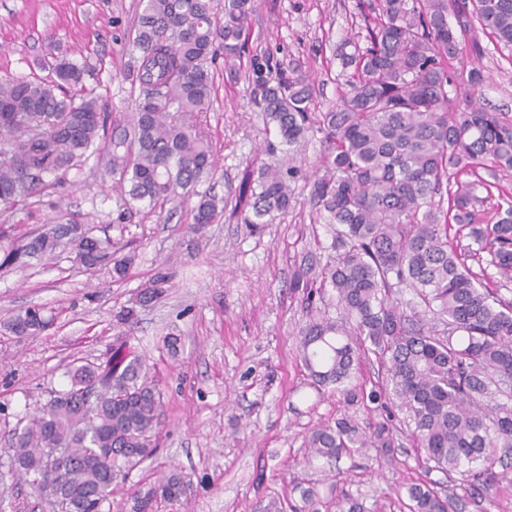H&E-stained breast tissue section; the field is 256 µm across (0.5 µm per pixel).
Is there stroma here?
<instances>
[{"mask_svg": "<svg viewBox=\"0 0 512 512\" xmlns=\"http://www.w3.org/2000/svg\"><path fill=\"white\" fill-rule=\"evenodd\" d=\"M139 0H0V76H35L37 59L56 49L73 59L100 58L96 89L109 112H130L134 100L124 75L132 57L127 33ZM356 0H257L249 23L250 52L269 53L278 67L303 75L321 109L338 102L337 46L363 38ZM480 59L487 79L479 91L490 110L512 115V50L487 40ZM248 61L218 66L213 103L202 121L218 160V195L237 190L245 175L269 160L278 141L250 96ZM119 214L111 176L86 164L71 170L13 217L20 232L56 221L115 223ZM189 205L142 209L123 234L138 254L132 275L113 282L64 254L49 268L0 273V449L8 447L17 416L46 402L61 387L67 365L96 359L116 338L115 315L158 265L172 275L162 302L139 309L127 345L153 366L164 389L159 446L126 481L112 486L111 512H130L136 492L147 491L169 469H182L192 492L183 504L159 512H253L258 501H298L294 481L321 496L330 487L363 499L372 512H400L404 483L427 480L451 491L455 476L431 468L417 448L408 412L393 407L400 443L392 463L374 454L339 463L309 461L308 431L345 415L381 420L377 411L346 404L342 394L318 393L298 352L300 304L288 288L295 257L314 242L330 244L305 192L294 210L252 232L234 218L188 234ZM38 306L54 319L38 336H17L7 323L18 310ZM179 338L176 352L166 333ZM0 512H49L25 481L0 478Z\"/></svg>", "mask_w": 512, "mask_h": 512, "instance_id": "obj_1", "label": "stroma"}]
</instances>
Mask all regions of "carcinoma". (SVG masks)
<instances>
[{
	"label": "carcinoma",
	"instance_id": "obj_1",
	"mask_svg": "<svg viewBox=\"0 0 512 512\" xmlns=\"http://www.w3.org/2000/svg\"><path fill=\"white\" fill-rule=\"evenodd\" d=\"M131 42L138 50L126 79L138 93L135 111L113 114L85 78L84 57L45 55L44 77H0V270L45 265L73 253L89 271L124 281L138 255L92 235L84 224H47L18 239L15 206L36 198L48 177L89 157L121 191L120 219L139 206L187 200L200 235L224 210L245 224H273L293 208L300 170L278 162L248 177L238 193L195 187L216 161L201 114L208 110L219 59L246 53L256 0H140ZM365 44L342 42L337 56L345 89L323 112L306 79L287 74L271 55H253L249 82L281 144L293 148L310 131L322 134L319 167L304 176L309 202L331 229L333 255L312 251L294 262L289 288L302 309L300 357L316 390L341 391L365 407L394 401L406 408L427 460L445 472L493 484L512 470V299L489 281L512 282V195L491 188L512 173V119L490 112L475 92L489 34L512 47V0H360ZM492 205L494 222L481 215ZM470 240L459 245L458 238ZM163 266L141 284L134 305L116 315L127 327L136 307L169 288ZM342 317L318 309L326 289ZM413 298L404 310L400 295ZM53 319L28 307L10 321L17 336L48 330ZM124 332L102 358L75 361L66 385L17 419L8 468L52 505L53 512H105L112 483L158 448L164 392L130 350ZM385 370L376 385L349 386L361 359ZM308 457L337 460L362 448L394 461L395 429L386 418L365 428L342 416L306 437ZM190 479L172 471L144 494L134 512L159 500L176 505ZM408 512H450L461 499L426 482L406 487ZM368 512L355 498H322L312 487L299 502L262 501L257 512Z\"/></svg>",
	"mask_w": 512,
	"mask_h": 512
}]
</instances>
